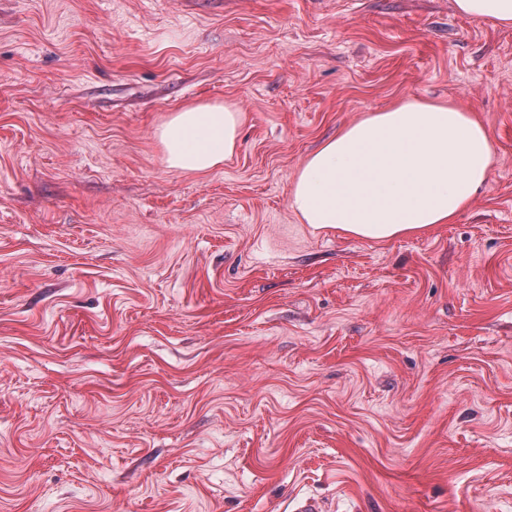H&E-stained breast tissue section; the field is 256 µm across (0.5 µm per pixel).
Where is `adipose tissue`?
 I'll return each instance as SVG.
<instances>
[{
  "instance_id": "obj_1",
  "label": "adipose tissue",
  "mask_w": 512,
  "mask_h": 512,
  "mask_svg": "<svg viewBox=\"0 0 512 512\" xmlns=\"http://www.w3.org/2000/svg\"><path fill=\"white\" fill-rule=\"evenodd\" d=\"M240 113L223 104L175 112L158 131L169 168L205 173L231 158ZM494 143L453 104L408 100L368 113L307 157L290 193L302 223L376 240L448 224L487 182Z\"/></svg>"
}]
</instances>
